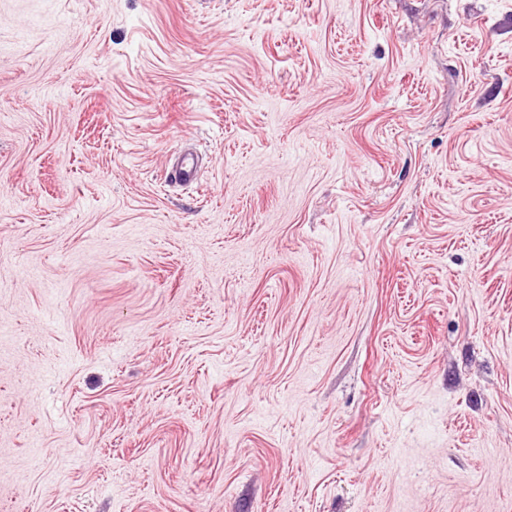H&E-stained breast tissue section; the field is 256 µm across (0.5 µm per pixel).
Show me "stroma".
<instances>
[{
    "mask_svg": "<svg viewBox=\"0 0 512 512\" xmlns=\"http://www.w3.org/2000/svg\"><path fill=\"white\" fill-rule=\"evenodd\" d=\"M0 512H512V0H0Z\"/></svg>",
    "mask_w": 512,
    "mask_h": 512,
    "instance_id": "stroma-1",
    "label": "stroma"
}]
</instances>
